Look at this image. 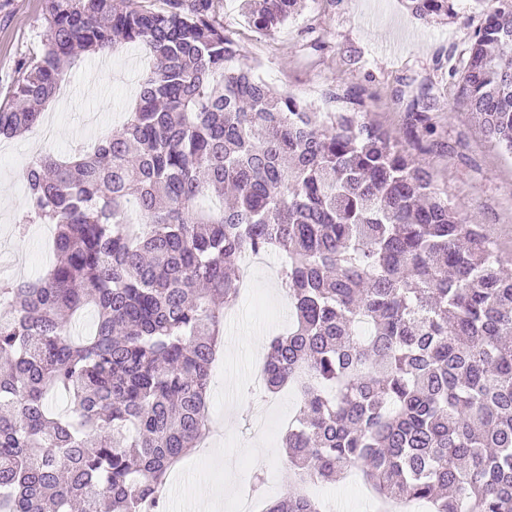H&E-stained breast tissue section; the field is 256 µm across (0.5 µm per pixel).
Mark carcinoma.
I'll use <instances>...</instances> for the list:
<instances>
[{
	"mask_svg": "<svg viewBox=\"0 0 512 512\" xmlns=\"http://www.w3.org/2000/svg\"><path fill=\"white\" fill-rule=\"evenodd\" d=\"M47 2L43 52L20 63L0 137L39 124L78 51L139 44L154 66L119 127L26 168L17 228L55 225L56 259L35 282H0V512H162L168 471L206 430L241 262L269 252L296 323L271 342L263 388L299 392L282 447L300 480L357 468L387 500L512 512V271L415 162L454 150L430 91L407 100L404 145L359 96L331 87L336 109L321 111L233 65L214 0ZM305 2L242 8L270 32ZM455 2L407 7L446 16ZM448 92L512 158V0L484 12ZM89 306L94 330L76 339ZM264 512L321 507L290 487Z\"/></svg>",
	"mask_w": 512,
	"mask_h": 512,
	"instance_id": "cac0c4a2",
	"label": "carcinoma"
}]
</instances>
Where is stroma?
<instances>
[{
	"label": "stroma",
	"mask_w": 512,
	"mask_h": 512,
	"mask_svg": "<svg viewBox=\"0 0 512 512\" xmlns=\"http://www.w3.org/2000/svg\"><path fill=\"white\" fill-rule=\"evenodd\" d=\"M215 10L239 46L240 62L254 66L273 88L320 107L325 90L340 84L360 93L377 123L403 140L409 139L411 125L396 95H412L423 84L445 90L449 68L466 54L482 19L473 0H457L452 16L427 19L413 17L404 0H306L300 15L261 33L247 23L240 0H217ZM46 27V0H0V102L11 96L10 77L18 63L41 51ZM98 61L85 52L65 70L69 94L52 100L50 130L39 127L0 140V280L34 281L54 261L53 226L36 225L23 234L16 230L30 160L44 153L65 154L72 142H93L120 125L150 68L142 46L113 54L110 69H100ZM437 125L443 140L463 142V149L420 152L417 162L433 172L456 209L483 224L505 259L512 260V159L487 141L463 105L438 112ZM278 267L274 254L252 262L237 313L224 322V348L231 356L216 359L212 368L210 417L223 418L231 404L238 408L222 435L225 453L235 460L233 479L225 481L219 461L201 467L198 454L188 455L175 494L164 500V512H185L208 490L223 492L222 512H231L239 487L258 471L266 482L254 494L251 512H261L264 501L295 481L284 448L261 431L262 423L279 425L294 416L295 391L286 388L259 401L250 395L254 373L264 363L263 356L253 353V342H271L293 318L287 294L278 291ZM308 492L321 501L336 497L344 512H367L373 500L364 483L348 477Z\"/></svg>",
	"instance_id": "obj_1"
}]
</instances>
